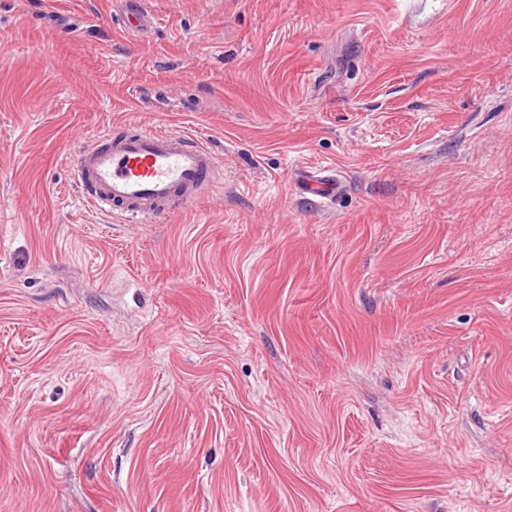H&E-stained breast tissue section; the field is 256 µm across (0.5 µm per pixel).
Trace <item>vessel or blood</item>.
Here are the masks:
<instances>
[{
    "label": "vessel or blood",
    "instance_id": "obj_1",
    "mask_svg": "<svg viewBox=\"0 0 512 512\" xmlns=\"http://www.w3.org/2000/svg\"><path fill=\"white\" fill-rule=\"evenodd\" d=\"M128 33L146 36L153 27L147 0H120ZM214 152L196 138L137 126L89 140L73 166V178L92 208L119 211L140 224L200 202L222 175Z\"/></svg>",
    "mask_w": 512,
    "mask_h": 512
}]
</instances>
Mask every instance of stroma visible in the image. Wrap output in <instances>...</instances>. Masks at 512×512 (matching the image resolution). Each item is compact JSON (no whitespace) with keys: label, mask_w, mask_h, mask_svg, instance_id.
I'll use <instances>...</instances> for the list:
<instances>
[{"label":"stroma","mask_w":512,"mask_h":512,"mask_svg":"<svg viewBox=\"0 0 512 512\" xmlns=\"http://www.w3.org/2000/svg\"><path fill=\"white\" fill-rule=\"evenodd\" d=\"M118 8L0 0V512H512V0ZM120 123L222 183L88 207ZM121 11L128 34L146 36L153 27V18L146 0H121Z\"/></svg>","instance_id":"1"}]
</instances>
